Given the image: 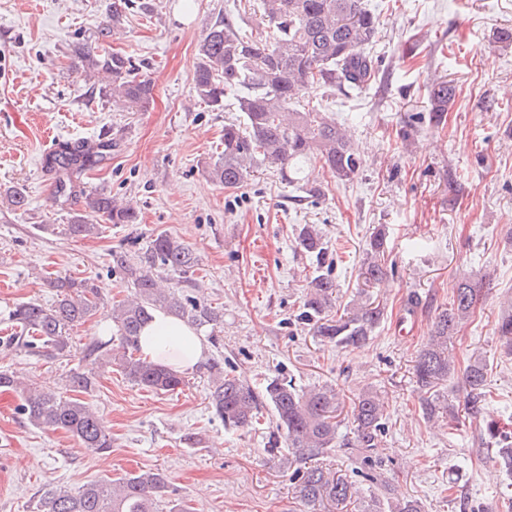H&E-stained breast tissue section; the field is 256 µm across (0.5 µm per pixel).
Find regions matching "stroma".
Wrapping results in <instances>:
<instances>
[{
	"instance_id": "stroma-1",
	"label": "stroma",
	"mask_w": 512,
	"mask_h": 512,
	"mask_svg": "<svg viewBox=\"0 0 512 512\" xmlns=\"http://www.w3.org/2000/svg\"><path fill=\"white\" fill-rule=\"evenodd\" d=\"M110 0H0V336L22 302L50 305L56 277L99 285L104 304L70 332L69 350L52 357L0 343V370L59 394L72 370L95 373L85 400L112 436L109 453L82 448L62 430L45 431L12 411L0 417V512H30L45 490L76 489L140 469H157L170 499L194 512H299L284 453L268 454L275 422L264 412L249 431L225 430L208 403L197 368L169 393L133 385L94 362L88 347L112 335V302L130 292L112 267L116 251L146 247L171 233L196 252L194 296L224 311L208 357L249 385L281 374L305 388L332 384L345 399L366 390L386 402L382 453L399 492L424 512H512V475L494 461L490 425H512V355L498 319L512 304V0H367L380 6L368 52L377 72L362 91L320 90L306 106L349 128L362 159L349 181L315 169L318 198L303 197L274 169L225 190L208 168L224 151V126L242 119L234 97L215 109L197 99V46L231 19L257 41L272 34L259 0H132L109 39ZM82 46L131 57L154 83L147 108L113 107L104 81L86 76ZM455 88L443 125L428 122L430 88ZM112 144L101 166L73 174L75 196L54 201L55 173L44 166L49 137ZM29 205L7 203L11 189ZM105 192L138 213L134 224L101 221L97 234L68 237L63 226L83 212L84 197ZM319 228L334 251L336 307L372 300L386 317L370 344L341 348L297 321L315 260L296 244L300 225ZM394 271L365 286L360 268L378 225ZM468 272L490 278L470 321L448 344L458 364L480 354L491 364V401L461 430L431 427L419 410L415 357L436 314L449 307ZM419 304L407 310L408 297Z\"/></svg>"
}]
</instances>
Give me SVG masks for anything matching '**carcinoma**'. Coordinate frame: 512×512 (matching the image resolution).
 I'll return each instance as SVG.
<instances>
[{"instance_id":"obj_1","label":"carcinoma","mask_w":512,"mask_h":512,"mask_svg":"<svg viewBox=\"0 0 512 512\" xmlns=\"http://www.w3.org/2000/svg\"><path fill=\"white\" fill-rule=\"evenodd\" d=\"M262 16L273 27L269 42L249 40L240 35L232 22L219 21L210 27L198 46L199 62L194 85L196 96L212 107L224 106V97L239 92L237 106L243 125L224 126V154L208 170L212 181L226 189H237L250 180L261 165L274 167L283 179L310 197L321 195L319 187L305 179L306 166L318 163L337 178L352 180L361 161L351 141L336 120L320 112L299 108L300 100L313 89L348 88L360 90L373 75L372 60L364 49L376 42L377 16L365 0H261ZM84 71L104 73L110 79L113 105L142 109L153 99L154 83L138 72L130 58L106 49L82 47L78 51ZM455 88L446 81L432 86L430 121L438 125ZM107 141L80 149L61 146L44 159L47 169L73 172L93 169L110 156ZM102 217L114 224H132L134 208L124 206L104 193L85 196L84 212L75 214L65 225L66 234L85 238L98 232L99 225L89 219ZM297 244L315 258L316 271L307 284L298 319L311 326L313 333L337 346L361 348L369 344L375 328L384 319L385 307L369 301L352 304L346 315H329L336 300V280L321 272L328 248L319 229L303 225ZM386 232L376 231L369 238L362 275L365 282L378 284L390 269L385 260ZM113 267L119 269L131 287L125 299L112 304V323L116 327L119 350L111 341H97L89 355L115 365L132 384L156 393H168L186 384L182 373L154 363L140 355V332L157 311H164L196 330L209 331L216 340V329L224 324V313L182 287L164 286L160 270L178 274L194 272L198 258L180 238L161 232L145 249L130 255L112 254ZM57 301L51 306L25 302L15 307L9 320L18 332L9 337L15 344L42 348L56 356L69 349V331L101 305L100 288L87 281L56 279ZM481 288L471 276L458 280L450 306L438 312L429 340L414 360L413 374L421 393V410L428 422L448 420V428L459 430L466 421L480 417L488 396L489 368L480 355H473L463 370L456 368L448 353V340L474 312ZM498 334L512 348V309L505 311ZM205 371L209 405L227 430H247L267 407L275 418L277 432L283 433L288 447V462L293 472L295 494L303 512H325L332 506L343 512L361 499L351 477L339 470L308 461L338 448L356 451L355 474L377 488L368 495L360 512H422L421 502L395 495L394 487L380 472L379 445L385 431L384 407L379 396L366 391L353 402L354 439L340 438L339 417L344 398L331 385L303 389L283 375L266 381L260 391L224 370L219 359L199 366ZM461 373L464 387V415L448 403L441 392L448 378ZM69 386L85 392L94 384L91 372H73ZM0 389L13 390L22 398L21 411L33 426L44 430H64L81 447L96 454L112 448V436L105 431L97 412L75 396H61L25 384L6 371H0ZM495 440L496 459L512 472V433ZM168 492V478L158 470H141L117 479L86 484L74 491L57 487L45 491L33 512H159Z\"/></svg>"}]
</instances>
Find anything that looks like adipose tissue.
<instances>
[{
	"label": "adipose tissue",
	"mask_w": 512,
	"mask_h": 512,
	"mask_svg": "<svg viewBox=\"0 0 512 512\" xmlns=\"http://www.w3.org/2000/svg\"><path fill=\"white\" fill-rule=\"evenodd\" d=\"M141 352L149 360L184 369L200 363L204 347L196 333L179 319L155 313L141 337Z\"/></svg>",
	"instance_id": "adipose-tissue-1"
}]
</instances>
